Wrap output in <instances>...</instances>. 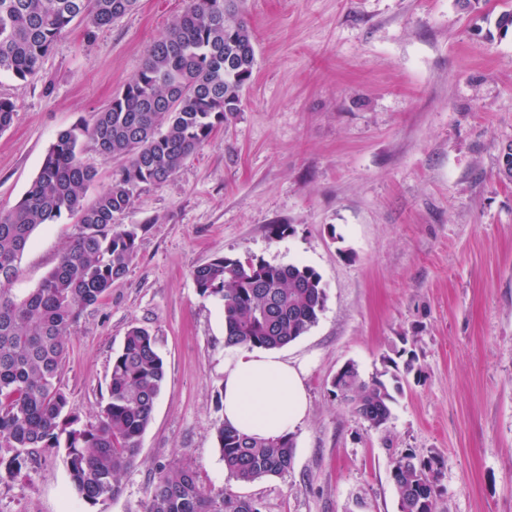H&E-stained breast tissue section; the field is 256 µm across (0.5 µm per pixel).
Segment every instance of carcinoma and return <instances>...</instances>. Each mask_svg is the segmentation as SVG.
Here are the masks:
<instances>
[{"instance_id": "obj_1", "label": "carcinoma", "mask_w": 512, "mask_h": 512, "mask_svg": "<svg viewBox=\"0 0 512 512\" xmlns=\"http://www.w3.org/2000/svg\"><path fill=\"white\" fill-rule=\"evenodd\" d=\"M138 0H0V74L35 77L55 42L76 20L84 37L131 13ZM245 0H186L164 35L146 50L136 76L95 113L91 124L60 132L23 197L0 210V448L22 468L34 448H63L70 484L89 505L114 495L136 460L165 380L155 337L131 326L112 359L107 398L96 421L83 423L69 408L62 385L67 341L82 312L123 279L136 257L144 224H115L129 210L136 187L174 176L221 126L241 111L256 52ZM16 105L0 98V131ZM121 170L88 201L95 168L80 158L85 144ZM73 230L55 266L38 286L14 293L19 262L35 231L62 216ZM203 297L223 303L224 346L279 349L307 333L326 307L322 276L299 264L217 256L196 267ZM408 352L395 368L364 379L356 364L331 382L359 418L380 429L391 416L394 393L415 371ZM215 438L228 480L254 483L291 468L292 435L258 440L224 424ZM441 459L409 451L397 458L392 480L398 512H436ZM146 512H262L260 504L227 488H207L184 464L161 469Z\"/></svg>"}]
</instances>
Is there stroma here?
Wrapping results in <instances>:
<instances>
[{
    "instance_id": "stroma-1",
    "label": "stroma",
    "mask_w": 512,
    "mask_h": 512,
    "mask_svg": "<svg viewBox=\"0 0 512 512\" xmlns=\"http://www.w3.org/2000/svg\"><path fill=\"white\" fill-rule=\"evenodd\" d=\"M512 0H246L256 66L239 112L166 182L143 184L118 221L143 224L127 275L84 310L68 341L69 406L95 421L112 358L137 324L166 378L135 463L96 504L71 487L65 451L40 448L20 473L0 449V512H144L160 467L190 464L262 512H398L391 477L405 449L443 460L438 512H512ZM183 0H139L83 38L73 23L26 81L0 76L16 105L0 133V210L12 208L57 135L93 115L139 71ZM286 228L275 236L274 226ZM69 220L39 228L17 293L54 266ZM298 263L320 273L318 323L284 347L305 368L309 413L287 474L228 482L221 301L192 272L216 256ZM418 355L387 424L373 430L330 381L364 378L400 337Z\"/></svg>"
}]
</instances>
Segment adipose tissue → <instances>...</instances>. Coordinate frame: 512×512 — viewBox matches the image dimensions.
Instances as JSON below:
<instances>
[{"mask_svg": "<svg viewBox=\"0 0 512 512\" xmlns=\"http://www.w3.org/2000/svg\"><path fill=\"white\" fill-rule=\"evenodd\" d=\"M304 370L280 350L235 347L224 361V422L259 439L293 433L309 412Z\"/></svg>", "mask_w": 512, "mask_h": 512, "instance_id": "1", "label": "adipose tissue"}]
</instances>
